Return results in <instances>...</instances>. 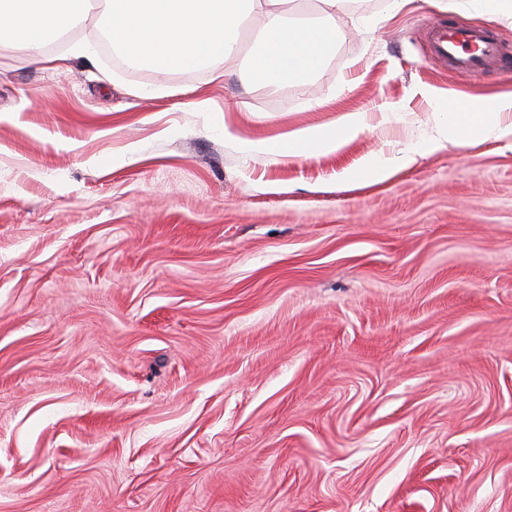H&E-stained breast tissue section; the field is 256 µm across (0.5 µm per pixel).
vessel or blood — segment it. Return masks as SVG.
Wrapping results in <instances>:
<instances>
[{
    "label": "vessel or blood",
    "instance_id": "vessel-or-blood-1",
    "mask_svg": "<svg viewBox=\"0 0 512 512\" xmlns=\"http://www.w3.org/2000/svg\"><path fill=\"white\" fill-rule=\"evenodd\" d=\"M428 45L435 59L450 64L461 76L472 75L503 58L499 40L486 27H435L428 34Z\"/></svg>",
    "mask_w": 512,
    "mask_h": 512
}]
</instances>
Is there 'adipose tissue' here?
<instances>
[{"label": "adipose tissue", "mask_w": 512, "mask_h": 512, "mask_svg": "<svg viewBox=\"0 0 512 512\" xmlns=\"http://www.w3.org/2000/svg\"><path fill=\"white\" fill-rule=\"evenodd\" d=\"M284 0H106L108 37L127 68L159 74L232 64L241 52L247 21H259L263 38L248 76L288 86L316 73L342 37L332 21L342 0H319L320 15L283 10ZM87 0H0V44L24 41L34 52L68 30ZM437 135L428 143L386 156L371 155L339 175L343 185L381 183L418 157L446 146L463 147L507 131L512 97L490 96L461 108L436 99ZM367 126L362 112L344 113L336 127H302L282 138L253 142L252 150L293 159L341 151Z\"/></svg>", "instance_id": "adipose-tissue-1"}]
</instances>
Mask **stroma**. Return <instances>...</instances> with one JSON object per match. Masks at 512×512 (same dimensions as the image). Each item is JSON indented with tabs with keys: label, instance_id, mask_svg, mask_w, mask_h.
<instances>
[{
	"label": "stroma",
	"instance_id": "obj_1",
	"mask_svg": "<svg viewBox=\"0 0 512 512\" xmlns=\"http://www.w3.org/2000/svg\"><path fill=\"white\" fill-rule=\"evenodd\" d=\"M438 23L512 57L474 0H344L287 88L253 27L219 80L118 70L95 11L66 69L0 45V512H512V135L336 182L435 135L424 90L512 96ZM351 111L340 152L245 148ZM428 45L435 59L449 62L452 70L460 76H470L501 63L503 58L499 40L486 27H433L428 34Z\"/></svg>",
	"mask_w": 512,
	"mask_h": 512
}]
</instances>
